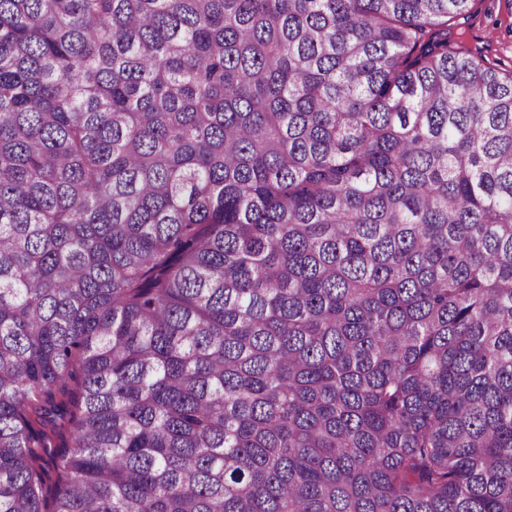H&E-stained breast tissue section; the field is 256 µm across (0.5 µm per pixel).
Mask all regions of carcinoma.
<instances>
[{
    "label": "carcinoma",
    "instance_id": "obj_1",
    "mask_svg": "<svg viewBox=\"0 0 512 512\" xmlns=\"http://www.w3.org/2000/svg\"><path fill=\"white\" fill-rule=\"evenodd\" d=\"M472 2L0 0V512H512Z\"/></svg>",
    "mask_w": 512,
    "mask_h": 512
}]
</instances>
